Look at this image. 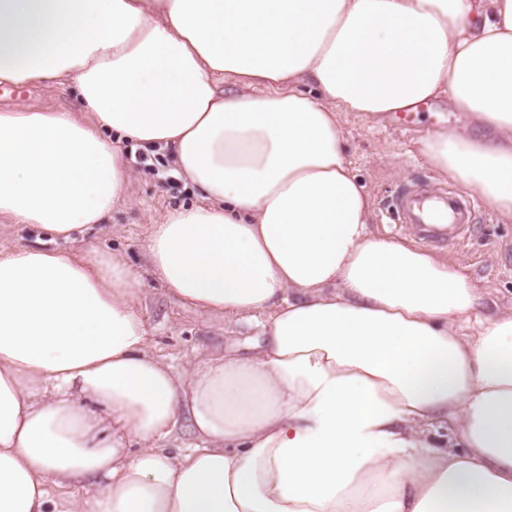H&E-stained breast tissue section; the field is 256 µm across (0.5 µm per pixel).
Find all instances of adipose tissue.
<instances>
[{
	"label": "adipose tissue",
	"mask_w": 512,
	"mask_h": 512,
	"mask_svg": "<svg viewBox=\"0 0 512 512\" xmlns=\"http://www.w3.org/2000/svg\"><path fill=\"white\" fill-rule=\"evenodd\" d=\"M1 82L79 109L0 111V217L71 238L125 195L113 137L171 150L203 202L151 272L260 331L179 376L122 255L0 252V512L97 477L70 512H512V313L370 232L341 134L447 97L470 128L422 154L512 217V0H0Z\"/></svg>",
	"instance_id": "ef3b65f1"
}]
</instances>
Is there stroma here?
Segmentation results:
<instances>
[{
    "label": "stroma",
    "instance_id": "35a3bbf8",
    "mask_svg": "<svg viewBox=\"0 0 512 512\" xmlns=\"http://www.w3.org/2000/svg\"><path fill=\"white\" fill-rule=\"evenodd\" d=\"M25 106L33 110L76 109V91L55 84H13L0 95V108ZM462 113L447 99H432L407 120L373 122L351 114L345 117L342 134L348 158L372 202L373 231L393 235L386 206L407 182L422 180L453 193L459 183L441 178L421 155L419 139L433 129L457 131L464 127ZM134 176L124 201L115 205L106 223L96 224L56 247L74 254L96 248L126 254L137 277L138 309L146 323L152 350L176 371L201 362L212 352L234 346L251 336L245 322L226 323L171 297L147 272L144 245L152 224L168 209L198 205L200 199L187 181L176 173L166 151L138 154L131 142L121 144ZM480 234L464 245L439 250V257L466 269L482 295L487 310L512 308V218L486 209L478 217Z\"/></svg>",
    "mask_w": 512,
    "mask_h": 512
}]
</instances>
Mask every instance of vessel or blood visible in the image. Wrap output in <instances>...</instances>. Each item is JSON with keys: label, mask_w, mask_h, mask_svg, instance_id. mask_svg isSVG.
<instances>
[{"label": "vessel or blood", "mask_w": 512, "mask_h": 512, "mask_svg": "<svg viewBox=\"0 0 512 512\" xmlns=\"http://www.w3.org/2000/svg\"><path fill=\"white\" fill-rule=\"evenodd\" d=\"M389 208L397 232L410 234L430 247H448L461 245L475 232L482 204L412 183L396 194Z\"/></svg>", "instance_id": "b4317fda"}]
</instances>
